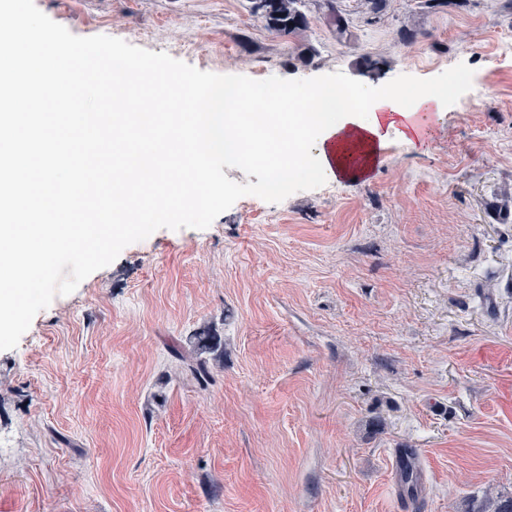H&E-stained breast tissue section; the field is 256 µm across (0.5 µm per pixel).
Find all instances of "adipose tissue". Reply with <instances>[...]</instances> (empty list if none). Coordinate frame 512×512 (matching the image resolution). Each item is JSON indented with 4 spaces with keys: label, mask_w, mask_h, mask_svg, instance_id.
I'll list each match as a JSON object with an SVG mask.
<instances>
[{
    "label": "adipose tissue",
    "mask_w": 512,
    "mask_h": 512,
    "mask_svg": "<svg viewBox=\"0 0 512 512\" xmlns=\"http://www.w3.org/2000/svg\"><path fill=\"white\" fill-rule=\"evenodd\" d=\"M10 26L0 42L11 44L6 64L31 92L11 96L0 85V330L7 327L18 289L33 287L46 271L48 253L79 243L102 250L113 232L132 222L134 192L144 199L189 202L199 210L213 200L196 182L199 150L241 155L260 141L269 157L273 184L286 182L300 164L321 174L356 180L380 162L390 138L421 144L447 88L408 94L380 91L365 98L357 116L349 91L339 85L312 89L273 85L247 92L227 83L212 88V109H192L193 90L166 85L146 95L151 109H132L137 86L148 83L146 67L125 60L112 64V110L61 112L70 99L67 75L52 46L31 35L22 0H0ZM314 101L311 112L296 103ZM112 136V165L102 161L99 142ZM112 184V204L100 203V182Z\"/></svg>",
    "instance_id": "ef3b65f1"
}]
</instances>
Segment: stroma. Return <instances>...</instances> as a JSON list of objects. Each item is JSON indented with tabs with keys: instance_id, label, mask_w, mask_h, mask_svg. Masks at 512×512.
<instances>
[{
	"instance_id": "1",
	"label": "stroma",
	"mask_w": 512,
	"mask_h": 512,
	"mask_svg": "<svg viewBox=\"0 0 512 512\" xmlns=\"http://www.w3.org/2000/svg\"><path fill=\"white\" fill-rule=\"evenodd\" d=\"M71 64L113 55L196 94L448 88L368 178L126 246L0 351V512H478L512 496V6L316 0L272 33L248 0H25ZM415 40H402L406 30ZM316 56L304 66L301 45ZM224 353L198 380L170 349ZM417 452L408 510L396 451ZM185 353L178 347L172 348V353L186 363L189 369L200 378L208 377L206 362L200 359L205 353H218L221 348V339L213 336L208 331H202L194 336H190Z\"/></svg>"
}]
</instances>
